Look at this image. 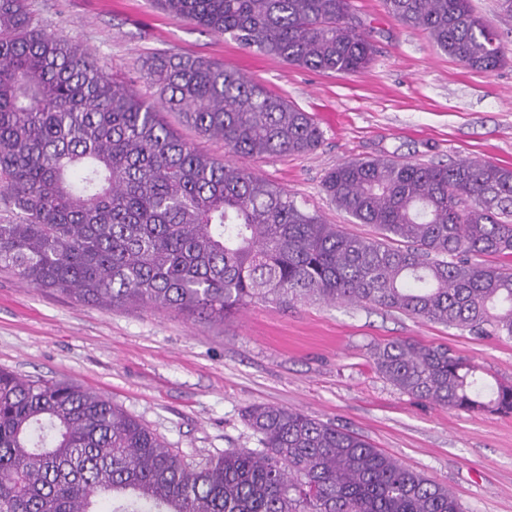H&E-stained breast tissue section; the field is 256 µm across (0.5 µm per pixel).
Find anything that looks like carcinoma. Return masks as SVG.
I'll return each mask as SVG.
<instances>
[{"label": "carcinoma", "instance_id": "carcinoma-1", "mask_svg": "<svg viewBox=\"0 0 512 512\" xmlns=\"http://www.w3.org/2000/svg\"><path fill=\"white\" fill-rule=\"evenodd\" d=\"M158 2L320 73H358L374 53L351 0ZM385 6L468 70L506 60L502 35L470 0ZM146 79L153 101L44 29L29 0H0L1 268L83 301L209 321L315 298L512 339V168L339 163L322 189L376 228L362 237L229 160L314 151L322 132L308 113L214 60L159 52ZM165 112L223 140L228 159L184 142ZM370 357L413 398L512 415V383L490 381L444 345L396 339ZM242 418L257 447L193 465L89 389L0 369V512H462L450 489L343 427L263 404Z\"/></svg>", "mask_w": 512, "mask_h": 512}]
</instances>
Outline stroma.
<instances>
[{
    "label": "stroma",
    "mask_w": 512,
    "mask_h": 512,
    "mask_svg": "<svg viewBox=\"0 0 512 512\" xmlns=\"http://www.w3.org/2000/svg\"><path fill=\"white\" fill-rule=\"evenodd\" d=\"M47 30L78 41L107 73L153 98L144 63L168 51L215 60L309 113L323 138L313 152L240 166L319 211L326 223L370 237L322 190L348 159L464 158L512 168V56L495 71L465 69L383 0H352L375 48L367 68L324 74L242 47L154 0H30ZM410 338L512 382V340L479 338L372 305L252 304L229 320L165 308L109 307L36 289L0 270V369L69 381L109 399L166 448L197 463L254 442L251 404L284 406L362 435L375 448L449 487L463 512H512V415L459 412L401 393L376 372L371 344Z\"/></svg>",
    "instance_id": "35a3bbf8"
}]
</instances>
